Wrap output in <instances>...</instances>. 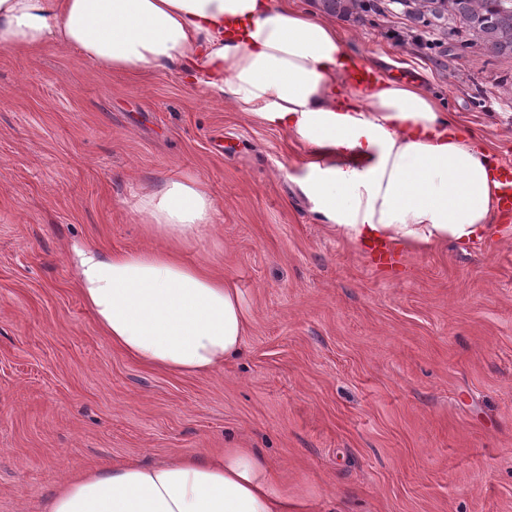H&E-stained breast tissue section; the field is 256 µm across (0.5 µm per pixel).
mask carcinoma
Here are the masks:
<instances>
[{
  "instance_id": "cac0c4a2",
  "label": "carcinoma",
  "mask_w": 512,
  "mask_h": 512,
  "mask_svg": "<svg viewBox=\"0 0 512 512\" xmlns=\"http://www.w3.org/2000/svg\"><path fill=\"white\" fill-rule=\"evenodd\" d=\"M326 14L344 19L391 10L425 27L428 47L463 51L470 41L493 54L512 56V0H315ZM469 35L472 40L464 39Z\"/></svg>"
}]
</instances>
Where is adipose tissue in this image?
Returning <instances> with one entry per match:
<instances>
[{
	"label": "adipose tissue",
	"instance_id": "adipose-tissue-1",
	"mask_svg": "<svg viewBox=\"0 0 512 512\" xmlns=\"http://www.w3.org/2000/svg\"><path fill=\"white\" fill-rule=\"evenodd\" d=\"M57 46L105 71L183 76L310 147L300 187L323 223L355 245L426 248L500 232L488 146L460 131L419 86L352 84L359 55L333 23L291 0H0V47ZM162 250L74 245L78 291L113 346L161 370L205 375L249 327L229 279L185 262L182 244L216 223L207 180L175 174L139 195ZM287 479L254 449L173 454L66 478L45 512H294Z\"/></svg>",
	"mask_w": 512,
	"mask_h": 512
}]
</instances>
